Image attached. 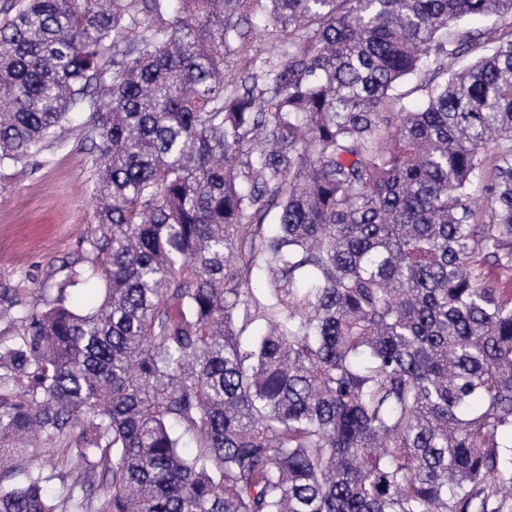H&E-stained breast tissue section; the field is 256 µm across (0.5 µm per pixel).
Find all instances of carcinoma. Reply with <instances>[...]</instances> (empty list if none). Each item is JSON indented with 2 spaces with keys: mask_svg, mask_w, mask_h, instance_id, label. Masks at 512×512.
<instances>
[{
  "mask_svg": "<svg viewBox=\"0 0 512 512\" xmlns=\"http://www.w3.org/2000/svg\"><path fill=\"white\" fill-rule=\"evenodd\" d=\"M74 112L97 222L0 289V512L512 500V0H11L0 167Z\"/></svg>",
  "mask_w": 512,
  "mask_h": 512,
  "instance_id": "carcinoma-1",
  "label": "carcinoma"
}]
</instances>
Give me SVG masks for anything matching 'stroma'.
Here are the masks:
<instances>
[{
  "instance_id": "1",
  "label": "stroma",
  "mask_w": 512,
  "mask_h": 512,
  "mask_svg": "<svg viewBox=\"0 0 512 512\" xmlns=\"http://www.w3.org/2000/svg\"><path fill=\"white\" fill-rule=\"evenodd\" d=\"M88 120L73 113L65 146L44 151L32 167L0 169V286L24 285L38 309L81 257L95 221L92 157L81 141Z\"/></svg>"
}]
</instances>
